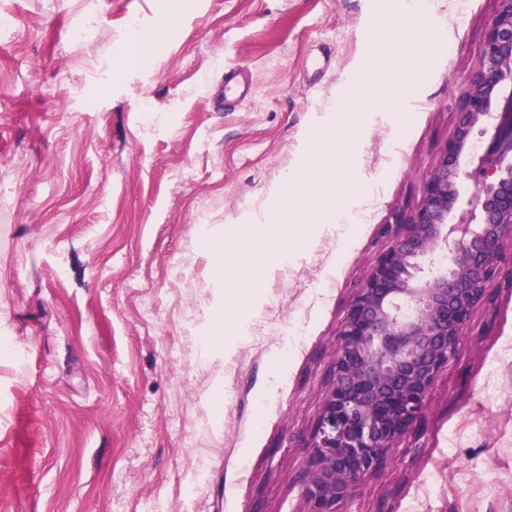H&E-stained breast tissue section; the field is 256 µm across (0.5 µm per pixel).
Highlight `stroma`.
<instances>
[{"label":"stroma","mask_w":512,"mask_h":512,"mask_svg":"<svg viewBox=\"0 0 512 512\" xmlns=\"http://www.w3.org/2000/svg\"><path fill=\"white\" fill-rule=\"evenodd\" d=\"M495 0H431L402 107L345 125L391 0H0V512H304V445L350 298L420 199ZM173 15L149 64L131 27ZM249 97L226 109L225 68ZM345 128L353 195L226 287L308 141ZM365 211L364 224L348 223ZM234 321L223 338L221 315ZM28 346L30 358L16 356ZM342 512H512V292L479 308L421 427Z\"/></svg>","instance_id":"35a3bbf8"}]
</instances>
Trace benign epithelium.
<instances>
[{"label":"benign epithelium","instance_id":"obj_1","mask_svg":"<svg viewBox=\"0 0 512 512\" xmlns=\"http://www.w3.org/2000/svg\"><path fill=\"white\" fill-rule=\"evenodd\" d=\"M479 67L456 102L455 129L412 209L352 296L328 388L305 446V512H342L422 422L431 388L458 355L477 309L512 288V0H495ZM489 136L479 157L475 132ZM478 183L467 200L460 185Z\"/></svg>","mask_w":512,"mask_h":512}]
</instances>
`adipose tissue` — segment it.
<instances>
[{
	"label": "adipose tissue",
	"instance_id": "ef3b65f1",
	"mask_svg": "<svg viewBox=\"0 0 512 512\" xmlns=\"http://www.w3.org/2000/svg\"><path fill=\"white\" fill-rule=\"evenodd\" d=\"M407 27L393 29L388 38L373 50V73L368 80L354 82L350 89L351 110L346 115L348 125H356L364 104L375 101L385 106L394 105L403 93L413 58H427L432 47L408 39ZM348 147L336 142L335 134H326L309 140L303 165L292 170L271 199L275 232H264L257 224L237 227V245L225 248L223 266L234 262L238 245H263L267 252L288 256L303 243L299 230L313 214L326 215L332 208L326 199L315 198L312 185L330 183L334 197H342L353 188L348 175Z\"/></svg>",
	"mask_w": 512,
	"mask_h": 512
}]
</instances>
